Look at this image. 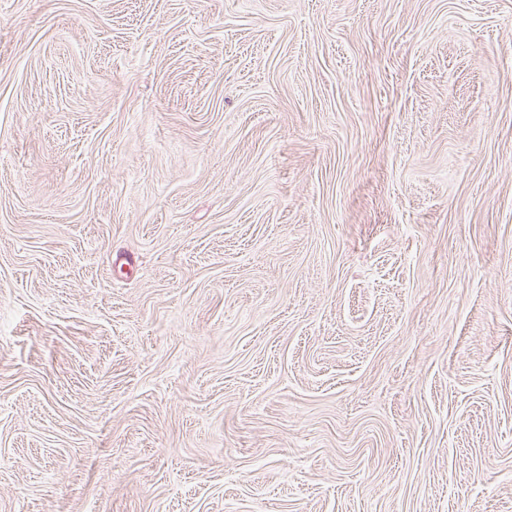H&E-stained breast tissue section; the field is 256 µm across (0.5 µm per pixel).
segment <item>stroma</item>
<instances>
[{
  "mask_svg": "<svg viewBox=\"0 0 512 512\" xmlns=\"http://www.w3.org/2000/svg\"><path fill=\"white\" fill-rule=\"evenodd\" d=\"M0 512H512V0H0Z\"/></svg>",
  "mask_w": 512,
  "mask_h": 512,
  "instance_id": "35a3bbf8",
  "label": "stroma"
}]
</instances>
